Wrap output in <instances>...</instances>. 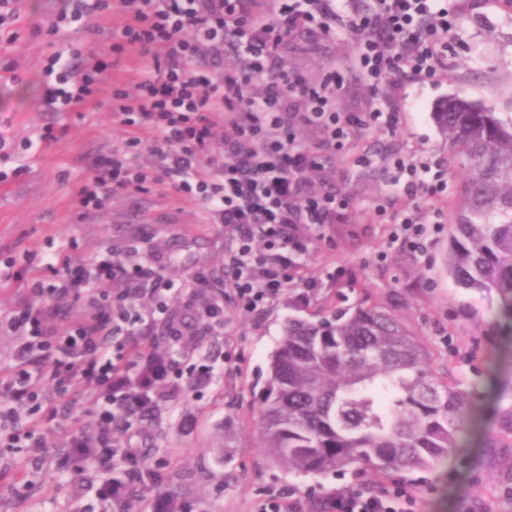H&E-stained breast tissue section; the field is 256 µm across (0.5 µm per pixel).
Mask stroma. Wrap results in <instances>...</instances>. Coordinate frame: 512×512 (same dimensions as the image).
<instances>
[{
	"instance_id": "1",
	"label": "stroma",
	"mask_w": 512,
	"mask_h": 512,
	"mask_svg": "<svg viewBox=\"0 0 512 512\" xmlns=\"http://www.w3.org/2000/svg\"><path fill=\"white\" fill-rule=\"evenodd\" d=\"M60 0H22L19 39L0 50V65H17L15 80L0 79V139L10 144L35 137L53 124L61 135L12 177L18 160L0 150V265L31 258L33 267L60 252L90 259L103 246L121 252L141 242L143 256L167 277L188 282L196 272L224 273L228 233L207 224L199 205L166 194L120 193L101 214L77 220L76 188L95 155L122 147L126 135L105 108L86 105L56 112L42 101L39 72L48 38L33 27L55 13ZM448 68L434 81L405 83L400 89L371 88L350 74L336 96L341 112L369 107L393 111L390 125L351 131L336 157V183L352 200L356 218L320 227L303 265L285 294L261 317L224 306V333L194 336L200 354L218 359L213 384L195 396L161 403L139 423V447L150 448L163 467L157 481L134 486L131 512H146L156 498L176 493L200 504L203 512H259L283 489L296 491L302 512H316L322 498L342 488L379 492L388 478L368 471L302 477L274 464L257 442L262 391L271 354L291 317L317 320L327 310L375 305L398 316L426 343L434 369L474 393L483 405L470 427V444L451 462L408 476L421 496L422 512H512V447H488L500 431L499 395L512 382V322L499 318L495 294L457 288L446 267L448 226L467 174L459 149L449 147L435 125V105L452 94L481 102L512 125V0H458ZM119 14L91 18L90 32L72 34L74 47L99 53L109 49L123 24ZM356 37L345 30L321 43L303 39L284 57L289 70L318 81L328 71L345 70ZM426 162L448 183L444 198H408L397 186V159ZM418 207L426 224H438L422 249L394 239L393 219ZM316 282L305 293L304 279ZM59 415L49 437L65 446L75 424L91 421V400L74 391L56 395ZM23 448H0V512H83L71 475L55 459L24 464Z\"/></svg>"
}]
</instances>
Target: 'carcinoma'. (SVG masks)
I'll return each instance as SVG.
<instances>
[{
    "label": "carcinoma",
    "instance_id": "carcinoma-1",
    "mask_svg": "<svg viewBox=\"0 0 512 512\" xmlns=\"http://www.w3.org/2000/svg\"><path fill=\"white\" fill-rule=\"evenodd\" d=\"M433 118L466 157L468 176L448 237V277L495 293L512 321V128L459 95ZM479 407L433 370L424 343L392 314L363 306L316 322L291 318L271 356L259 412L262 447L303 476L366 469L410 475L449 461ZM512 447V406L499 411Z\"/></svg>",
    "mask_w": 512,
    "mask_h": 512
}]
</instances>
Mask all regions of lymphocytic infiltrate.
Wrapping results in <instances>:
<instances>
[{
  "mask_svg": "<svg viewBox=\"0 0 512 512\" xmlns=\"http://www.w3.org/2000/svg\"><path fill=\"white\" fill-rule=\"evenodd\" d=\"M434 0H70L45 31L84 29L86 18L119 10L126 22L108 52L85 53L65 43L48 57L42 87L50 104L69 112L106 100L129 132L123 148L96 155L75 192L78 218L102 212L112 196L163 187L199 204L204 220L230 231L224 249V288L209 291L197 273L184 289L193 322L174 318L164 297L174 284L160 267L101 249L90 261L65 257L49 275L6 265L0 281L23 286L30 300L0 317V333L18 337L14 364L0 377V446L49 453L44 426L57 410L53 392L73 386L93 401V424L77 428L60 460L93 449L97 468L116 462L124 479L78 483L104 512H129L131 488L150 473L147 454L120 447L114 434L146 415L147 404L197 393L216 366L202 357L161 355L151 338L163 323L171 344L187 333L216 335L224 304L252 314L282 294L309 249L311 230L350 223L348 197L323 171L350 127L375 124V109L345 115L336 109L340 80L327 72L317 84L284 72L271 60L301 34L326 36L337 25L357 36L350 71L380 86L425 81L448 66V7ZM136 53L142 76L133 88L104 87L103 75ZM321 137L302 144L296 131ZM148 162H141V154ZM419 493L398 485L373 493L339 490L323 512H420Z\"/></svg>",
  "mask_w": 512,
  "mask_h": 512,
  "instance_id": "lymphocytic-infiltrate-1",
  "label": "lymphocytic infiltrate"
}]
</instances>
